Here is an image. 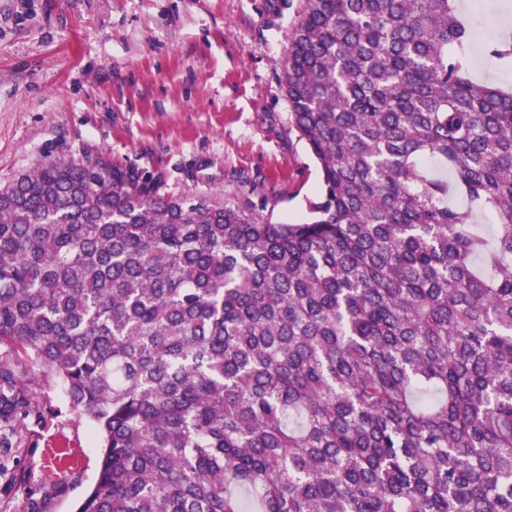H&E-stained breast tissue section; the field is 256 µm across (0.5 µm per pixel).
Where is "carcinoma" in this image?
Returning a JSON list of instances; mask_svg holds the SVG:
<instances>
[{
  "instance_id": "carcinoma-1",
  "label": "carcinoma",
  "mask_w": 512,
  "mask_h": 512,
  "mask_svg": "<svg viewBox=\"0 0 512 512\" xmlns=\"http://www.w3.org/2000/svg\"><path fill=\"white\" fill-rule=\"evenodd\" d=\"M457 0H299L321 175L161 196L54 160L0 188V420L28 362L99 438L76 512H512V90ZM477 80L486 81L494 86L512 87V64H503L494 59L478 56L474 65Z\"/></svg>"
}]
</instances>
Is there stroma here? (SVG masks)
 I'll use <instances>...</instances> for the list:
<instances>
[{"instance_id": "obj_1", "label": "stroma", "mask_w": 512, "mask_h": 512, "mask_svg": "<svg viewBox=\"0 0 512 512\" xmlns=\"http://www.w3.org/2000/svg\"><path fill=\"white\" fill-rule=\"evenodd\" d=\"M458 6L483 38L512 32L502 0ZM295 15L286 0H0V186L98 160L163 195L252 187L274 219L301 220L320 172L278 80ZM18 372L36 411L0 448V512H74L98 437L56 380Z\"/></svg>"}]
</instances>
